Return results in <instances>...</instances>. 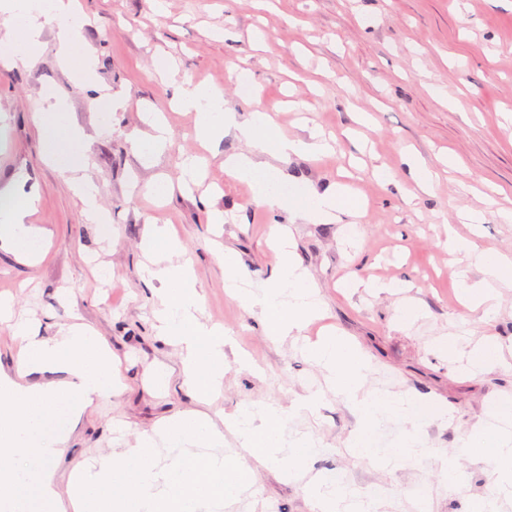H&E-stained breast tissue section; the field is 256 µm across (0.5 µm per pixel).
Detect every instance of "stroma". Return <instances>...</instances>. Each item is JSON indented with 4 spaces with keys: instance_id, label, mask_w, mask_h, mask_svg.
<instances>
[{
    "instance_id": "stroma-1",
    "label": "stroma",
    "mask_w": 512,
    "mask_h": 512,
    "mask_svg": "<svg viewBox=\"0 0 512 512\" xmlns=\"http://www.w3.org/2000/svg\"><path fill=\"white\" fill-rule=\"evenodd\" d=\"M89 17L81 35L94 61L96 82L79 81L59 54V34L45 23L41 49L29 66L0 67V188L16 184L36 192L29 223L46 231L48 252L25 265L0 250V294L13 295L17 310L33 318L44 336L79 316L110 346L120 362L123 387L89 409L74 428L61 478L182 411L212 419L257 402L290 407L319 392L315 413L292 411L294 436H318L320 453L298 464L293 477L277 468L253 469V485L224 512H312L304 486L315 476L341 477L339 491L362 498L382 489L378 512H470L497 483L495 461L471 451L455 484H445L441 464L404 459L384 466L352 456L347 443L359 422L326 390L324 372L308 360L304 339L330 327L363 354L370 370L365 389L411 399L428 398L446 412L422 435L425 447L456 457L459 438L484 423L494 407L512 398V286L499 287L492 320H479L460 301L457 272L468 262L448 253V234L474 236L479 246L512 252V223L498 220L493 205L512 208V0H78ZM174 59V81L156 76L158 57ZM248 72L253 94H243L237 75ZM191 80L219 89L228 111L255 104L270 110L278 129L308 137L320 126L336 143L333 153L294 155L277 162L290 189L324 190L351 172V185L366 206L357 224H308L288 212L269 213L253 200L251 183L229 177L224 159L246 151L235 135L209 147L195 136V113L172 103L175 82ZM443 96H436V89ZM53 90L73 126L84 135L88 176L100 190L105 224L88 220L70 182L47 161L42 95ZM111 112L110 126L99 123ZM162 113L172 132L152 166L131 148L145 131L142 116ZM438 174L433 194H416L402 175L405 151ZM460 169L442 165L447 152ZM206 159L200 181L180 187L181 163ZM392 168L395 179L376 181L372 170ZM175 187L166 197L154 181ZM484 212L478 229L457 211ZM222 212L215 233L213 212ZM172 224L182 258L201 286V315L231 334L221 392L196 401L183 384L174 346L156 335L157 282L144 278L140 243L149 220ZM290 227L297 263L313 278L324 321L305 336H267L260 310L224 293L219 250H231L251 286L264 285L275 259L273 224ZM378 282L392 291H375ZM414 300L420 317L399 323L402 303ZM462 345L486 336L503 346L499 365L480 375L439 346L448 337ZM250 354L256 368L235 362ZM167 369V385L156 386ZM124 422V436L113 431Z\"/></svg>"
}]
</instances>
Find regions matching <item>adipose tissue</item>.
<instances>
[{"mask_svg": "<svg viewBox=\"0 0 512 512\" xmlns=\"http://www.w3.org/2000/svg\"><path fill=\"white\" fill-rule=\"evenodd\" d=\"M47 14L66 23L62 56L80 58L79 35L88 18L73 12L69 0H48L44 14L30 10L26 0H0V15L7 18L0 30V66L12 69L34 59ZM176 100L182 109L197 112L196 134L203 143L221 140L230 132L247 143L248 152L225 158L224 170L253 183L258 204L271 211L288 210L295 219L312 224L363 216L358 197L344 184L289 196L265 185L272 159L328 151L330 145L321 134L300 139L278 132L261 107L238 119L225 111L223 93L211 87L183 83L176 89ZM42 120L49 136L62 142L63 171L70 174L84 213L101 219L98 188L84 175L88 163L79 148L82 134L70 126L64 103L52 104ZM0 199L8 203L0 211V249L29 264L40 261L45 232L28 222L35 193L6 186L0 188ZM271 241L278 263L262 288H244L233 255L224 254L223 260L226 294L259 309L267 335L274 338L301 332L322 318L323 309L316 284L294 258L286 226L274 225ZM141 247L156 262L147 271L148 278L160 285L156 333L177 348L189 393L205 400L224 383L225 348L231 340L222 327L200 321L197 279L190 268L173 263L180 244L170 226L148 225ZM448 250L465 254L479 271V281L461 278L460 297L470 311L490 319L496 286L512 284V253L481 249L457 237L449 238ZM2 323L11 329L18 352L14 370H0V512H221L247 489L252 465L298 462L320 446L318 440L289 435L287 412L274 402L237 409L219 425L187 411L141 433L134 445L100 457L61 481L55 463L66 452L74 420L119 390L112 351L81 323L61 325L53 336H38L30 319L16 315L7 296L0 297ZM305 350L327 371L331 389L361 419V428L349 441L355 456L379 457L387 464L433 458V451L419 448L418 443L426 427L443 416V409L423 400L366 392V360L334 334L306 344ZM498 416V422L481 425L460 440L461 447L484 449L499 469L494 492L480 499L474 512H497L499 496L512 495V403H501ZM387 417L400 421L405 430L404 440L393 448L378 447L370 436L371 429ZM228 432L240 446L239 453L230 457L219 452ZM306 494L314 512H375L374 499L346 497L324 478L316 479Z\"/></svg>", "mask_w": 512, "mask_h": 512, "instance_id": "obj_1", "label": "adipose tissue"}]
</instances>
